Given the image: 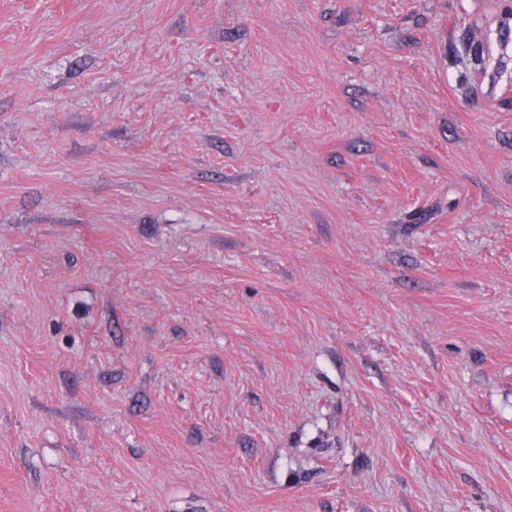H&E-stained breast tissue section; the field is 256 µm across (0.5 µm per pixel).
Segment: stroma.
<instances>
[{"label": "stroma", "mask_w": 512, "mask_h": 512, "mask_svg": "<svg viewBox=\"0 0 512 512\" xmlns=\"http://www.w3.org/2000/svg\"><path fill=\"white\" fill-rule=\"evenodd\" d=\"M507 23L0 0V512H512Z\"/></svg>", "instance_id": "1"}]
</instances>
